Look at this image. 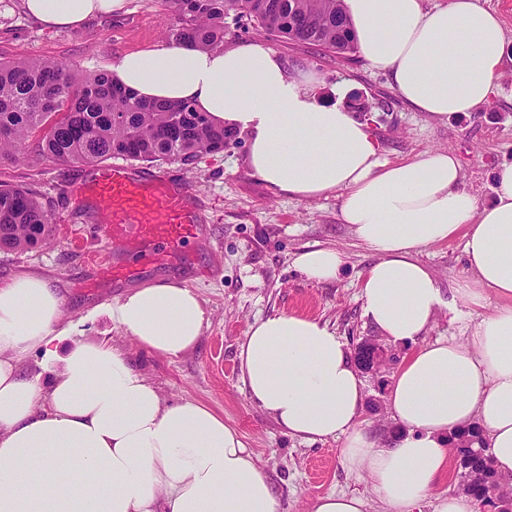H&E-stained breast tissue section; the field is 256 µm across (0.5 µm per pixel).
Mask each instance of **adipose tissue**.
Segmentation results:
<instances>
[{"label": "adipose tissue", "instance_id": "adipose-tissue-1", "mask_svg": "<svg viewBox=\"0 0 512 512\" xmlns=\"http://www.w3.org/2000/svg\"><path fill=\"white\" fill-rule=\"evenodd\" d=\"M125 0H24L49 29H78ZM370 66L391 75L411 108L435 118L471 112L498 88L504 22L477 0H344ZM119 84L161 102H191L246 134L251 169L277 194L335 193L340 219L379 256L363 277V314L380 336L415 344L387 392L404 431L380 441L359 414L365 381L346 342L293 313L256 320L238 359L251 402L288 435L343 439V463L365 472L389 512H410L448 469L450 433L479 425L498 473L512 476V163L494 171L491 203L465 190L456 156L426 151L389 161L367 122L320 102L311 71L288 73L261 42L126 53ZM463 236L474 277L456 294L467 306L502 301L469 343L418 345L444 299L419 248ZM310 279H336L334 249L301 252ZM64 301L41 275L0 283V512H282L240 434L204 404L165 401L126 354L74 342L58 353ZM112 320L149 353L176 358L198 343L205 311L175 280L127 292ZM35 351L54 362L48 381L26 376Z\"/></svg>", "mask_w": 512, "mask_h": 512}]
</instances>
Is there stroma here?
<instances>
[{
	"label": "stroma",
	"instance_id": "1",
	"mask_svg": "<svg viewBox=\"0 0 512 512\" xmlns=\"http://www.w3.org/2000/svg\"><path fill=\"white\" fill-rule=\"evenodd\" d=\"M478 3L497 11L505 23L499 92L477 110L445 119L406 105L389 74L370 68L361 52L326 54L253 29L231 30L224 43L265 42L289 73L313 72L314 92L323 100H335L338 84H347L349 94L367 102L369 110L361 118L368 121L385 158L394 162L431 149L450 150L460 162L463 188L485 204L494 197L495 168L512 162V0ZM166 25L161 0H126L124 12L94 17L77 30L44 28L26 14L21 0H0V58L53 57L88 72H104L128 52L165 45ZM143 168L187 183L205 203L209 228L186 246L194 270L147 268L135 279L140 286L171 276L199 296L206 321L193 349L173 359L143 352L107 316L127 288L98 281L85 263L88 252L104 246L105 237L87 224L80 202L65 193L66 185L82 176V168L51 162L0 166V182L36 190L58 222L50 245L25 253L0 251V282L19 271L43 275L64 299L59 330L75 340L109 341L167 400L191 399L223 415L277 489L282 512H311L314 499L330 492L359 494L367 502L366 512H387L367 474L346 470L342 440L290 436L250 401L237 358L250 325L272 313L318 319L351 347L374 335L363 315L361 278L378 256L341 222L339 198L299 200L274 193L249 167L243 134L223 152L201 156L192 165L147 162ZM463 245L458 236L418 254L447 300L472 277ZM310 248H332L343 255L336 281L317 282L297 269L296 256ZM478 320L477 311L463 305L453 312L440 309L424 339L468 341Z\"/></svg>",
	"mask_w": 512,
	"mask_h": 512
}]
</instances>
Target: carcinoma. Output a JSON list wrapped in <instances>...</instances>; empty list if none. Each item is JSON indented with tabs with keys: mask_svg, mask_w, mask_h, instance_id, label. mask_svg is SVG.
<instances>
[{
	"mask_svg": "<svg viewBox=\"0 0 512 512\" xmlns=\"http://www.w3.org/2000/svg\"><path fill=\"white\" fill-rule=\"evenodd\" d=\"M170 45L202 49L224 42L230 25H249L286 41L344 54L356 49L343 0H163ZM234 131L217 127L189 103L159 104L116 85L106 73L67 62L0 59V164L24 158L98 167L112 158L192 165L220 153ZM51 214L27 188L0 184V250L26 252L51 243ZM456 491L506 512L512 482L491 465L481 428L448 436Z\"/></svg>",
	"mask_w": 512,
	"mask_h": 512,
	"instance_id": "obj_1",
	"label": "carcinoma"
}]
</instances>
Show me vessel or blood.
<instances>
[{
    "mask_svg": "<svg viewBox=\"0 0 512 512\" xmlns=\"http://www.w3.org/2000/svg\"><path fill=\"white\" fill-rule=\"evenodd\" d=\"M71 193L102 215L106 238L125 247L124 260L108 253L95 262L107 281L128 280L145 265L182 262L186 242L202 230L193 189L164 173H137L115 162L72 185Z\"/></svg>",
    "mask_w": 512,
    "mask_h": 512,
    "instance_id": "b4317fda",
    "label": "vessel or blood"
}]
</instances>
